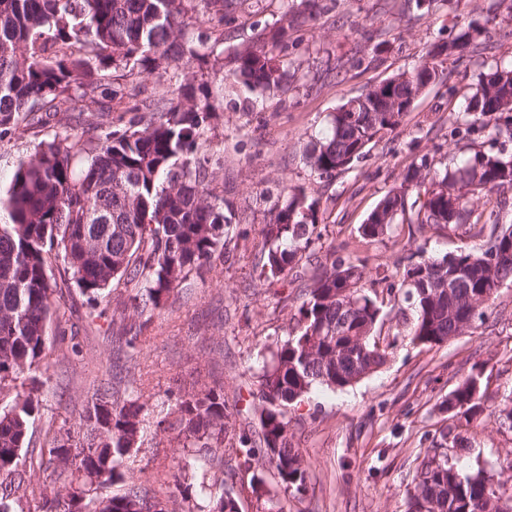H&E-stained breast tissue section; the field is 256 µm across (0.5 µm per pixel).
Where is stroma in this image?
<instances>
[{
    "mask_svg": "<svg viewBox=\"0 0 512 512\" xmlns=\"http://www.w3.org/2000/svg\"><path fill=\"white\" fill-rule=\"evenodd\" d=\"M322 4V12L293 35L283 52L297 69L283 92L262 95L212 81L218 109L206 136L223 158L214 184L236 213L229 231L231 258L175 289L137 355L112 339V316L118 302L133 296L131 285L113 283L112 302L91 319L64 264L54 268L60 304L72 316L69 322L47 326L52 366L38 392L41 416L34 444L44 445L49 420L78 432L81 401L94 385L111 380L128 399L144 405L142 445L112 492H121L127 482L150 486L163 498L173 492L179 450L173 433L159 422L180 392L221 385L227 404L247 410L245 428L257 430L258 409L249 392L269 344L285 338L314 271L304 261L287 280H260L259 231L285 189L301 186L318 201L323 253L364 259L369 270L378 272L380 280L372 289L381 315L374 334L390 350L377 373L335 392L313 389L289 409L293 444L301 448L309 469L307 489L289 497L288 512H406V490L418 458L447 423L439 404L475 368L483 371L482 388L491 406L468 427L470 446L461 463L467 469L493 465L494 483L512 494V470L497 467L512 460V426L499 413L512 395V283L500 286L473 329L442 345L413 344L402 324L413 310L387 292L388 284L400 283L405 259L417 248L409 226L396 224L381 240L358 231L412 163L424 160L435 170L455 167L478 150L512 154V138L505 135L483 132L470 141L450 135L480 74L491 65L512 62V15L503 10L489 18V0H446L427 11L406 8L404 0ZM287 8V0H247L244 10L224 21L225 47L247 40ZM470 23L486 28L488 51L448 58L441 79L418 96L403 124L370 144L350 170L323 179L310 170L307 150L341 104L412 71L434 45ZM47 137V132L31 131L0 144L1 187L9 185L19 160ZM75 341L82 354L72 352Z\"/></svg>",
    "mask_w": 512,
    "mask_h": 512,
    "instance_id": "35a3bbf8",
    "label": "stroma"
}]
</instances>
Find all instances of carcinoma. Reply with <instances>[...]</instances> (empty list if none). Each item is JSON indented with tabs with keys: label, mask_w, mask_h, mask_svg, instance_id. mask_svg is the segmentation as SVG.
Segmentation results:
<instances>
[{
	"label": "carcinoma",
	"mask_w": 512,
	"mask_h": 512,
	"mask_svg": "<svg viewBox=\"0 0 512 512\" xmlns=\"http://www.w3.org/2000/svg\"><path fill=\"white\" fill-rule=\"evenodd\" d=\"M246 2L0 0V143L31 128L55 127L0 192V211L8 216L0 224V394L10 393L0 399V512H164L170 503L136 483L103 493L124 480V460L140 447L143 405L101 385L82 401L83 436L60 429L49 447L33 448L37 389L20 390L17 382L51 367L46 327L64 317L53 260L63 258L92 313L111 295L115 279L137 284L138 322L126 340L134 351L180 282L228 254L235 212L224 191L212 186L204 130L216 105L206 76L279 91L287 77L283 46L321 9V0H301L228 51L222 30L190 37L197 6L222 25ZM481 35L470 24L413 71L369 90L356 111L342 104L307 154L314 173L329 178L350 169L406 116L379 111V97L413 103L425 76L440 77L441 51L476 49ZM144 72L167 86L166 94L140 99L128 108V123L114 124L112 101L124 97L125 86L114 85L113 74L134 82ZM87 98L100 102L89 122L93 137L62 124ZM492 120L495 134L512 137V66L496 64L481 75L467 116L451 135L469 139ZM506 188H512V156L476 152L442 172L422 162L380 200L360 233L382 239L400 218L411 236L462 227L480 200ZM415 191L424 201L410 217ZM316 222V201H308L305 188H291L262 225L259 277L284 280L303 259L317 256ZM491 224L479 246L441 258L421 250L407 257L400 287L417 309L412 343L442 345L472 329L499 285L512 281V226ZM368 276L360 258L327 257L319 265L288 337L275 342L250 392L259 401L258 434L236 429L233 419L243 409L227 405L222 386L178 396L168 429L182 445L177 470L190 479L178 486L187 512H236L237 493L224 487L226 450L233 475L249 477L261 512H285L280 492L306 489L307 465L292 444L288 407L315 385L342 389L352 376L361 380L387 362L374 338L380 307L365 289ZM480 376H468L442 402L453 425L440 432L437 447L451 452L435 465L431 453L424 455L408 491L409 512H512L500 507L502 495L484 470L462 474L456 465L468 448L462 430L486 409ZM226 441L231 448H224Z\"/></svg>",
	"instance_id": "1"
}]
</instances>
